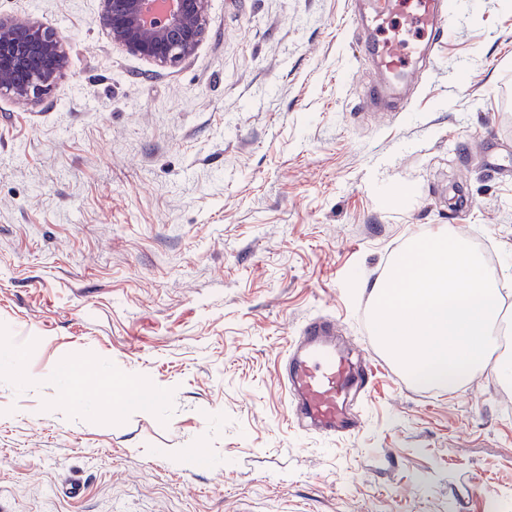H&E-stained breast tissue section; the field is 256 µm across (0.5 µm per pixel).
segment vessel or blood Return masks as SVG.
<instances>
[{
  "instance_id": "vessel-or-blood-1",
  "label": "vessel or blood",
  "mask_w": 512,
  "mask_h": 512,
  "mask_svg": "<svg viewBox=\"0 0 512 512\" xmlns=\"http://www.w3.org/2000/svg\"><path fill=\"white\" fill-rule=\"evenodd\" d=\"M364 5L354 19L372 29L365 51L381 72L411 80L431 68L434 47L448 34L447 0H364ZM279 375L296 428L331 439L361 432L364 413L352 396L369 392L371 372L350 359L335 317L304 320L280 357Z\"/></svg>"
}]
</instances>
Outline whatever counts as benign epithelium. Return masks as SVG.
<instances>
[{
    "label": "benign epithelium",
    "instance_id": "benign-epithelium-1",
    "mask_svg": "<svg viewBox=\"0 0 512 512\" xmlns=\"http://www.w3.org/2000/svg\"><path fill=\"white\" fill-rule=\"evenodd\" d=\"M146 0H100L99 23L113 44L161 66L196 51L207 25L208 0H170L161 25L142 21ZM66 52L50 27L0 19V92L19 102L47 95L62 73Z\"/></svg>",
    "mask_w": 512,
    "mask_h": 512
}]
</instances>
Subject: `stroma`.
I'll use <instances>...</instances> for the list:
<instances>
[{
  "instance_id": "obj_1",
  "label": "stroma",
  "mask_w": 512,
  "mask_h": 512,
  "mask_svg": "<svg viewBox=\"0 0 512 512\" xmlns=\"http://www.w3.org/2000/svg\"><path fill=\"white\" fill-rule=\"evenodd\" d=\"M352 9L210 0L161 67L99 0H0L67 49L48 96L0 95V512H512V384L419 389L370 317L446 225L512 295V179L484 166L512 152V0H451L406 111L373 115ZM324 314L380 362L353 438L291 427L279 381Z\"/></svg>"
}]
</instances>
